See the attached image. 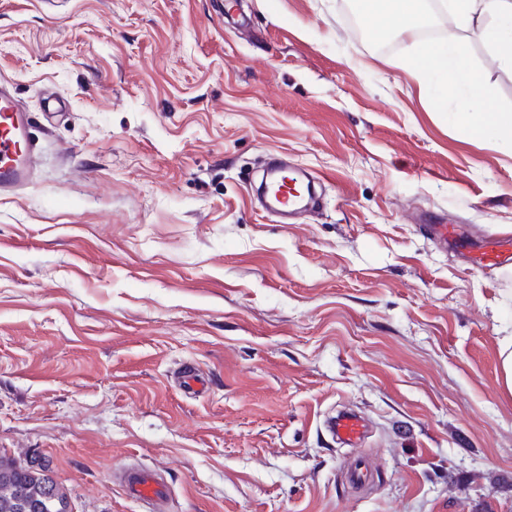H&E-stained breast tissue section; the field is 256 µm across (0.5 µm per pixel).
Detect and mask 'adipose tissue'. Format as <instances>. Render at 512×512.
I'll return each instance as SVG.
<instances>
[{
	"mask_svg": "<svg viewBox=\"0 0 512 512\" xmlns=\"http://www.w3.org/2000/svg\"><path fill=\"white\" fill-rule=\"evenodd\" d=\"M458 29H483L490 44L512 41V0H446Z\"/></svg>",
	"mask_w": 512,
	"mask_h": 512,
	"instance_id": "1",
	"label": "adipose tissue"
}]
</instances>
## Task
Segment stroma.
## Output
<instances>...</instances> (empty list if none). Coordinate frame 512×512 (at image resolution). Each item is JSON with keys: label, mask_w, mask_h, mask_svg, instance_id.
Segmentation results:
<instances>
[{"label": "stroma", "mask_w": 512, "mask_h": 512, "mask_svg": "<svg viewBox=\"0 0 512 512\" xmlns=\"http://www.w3.org/2000/svg\"><path fill=\"white\" fill-rule=\"evenodd\" d=\"M348 13L0 0V80L39 144L0 198V451L49 459L73 512H145L124 460L170 512H512V273L418 221L512 231V147L398 67L421 33L376 49ZM460 38L512 100V43ZM274 152L318 181L290 224L256 199ZM342 408L371 424L365 496L323 427ZM119 470L120 486L128 496L147 505L149 510H161L170 489L157 473L149 469L126 466Z\"/></svg>", "instance_id": "1"}]
</instances>
